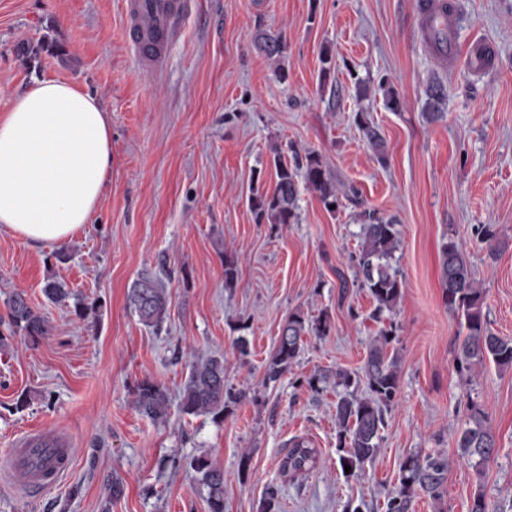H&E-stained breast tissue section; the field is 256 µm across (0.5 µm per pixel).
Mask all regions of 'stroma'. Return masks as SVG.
Returning <instances> with one entry per match:
<instances>
[{"label": "stroma", "mask_w": 512, "mask_h": 512, "mask_svg": "<svg viewBox=\"0 0 512 512\" xmlns=\"http://www.w3.org/2000/svg\"><path fill=\"white\" fill-rule=\"evenodd\" d=\"M160 75L125 42V0H0V116L35 80L62 78L96 96L111 117L112 172L90 222L67 243L33 248L0 229V468L14 440L37 427L73 450L59 486L42 497L0 483V512H208L207 491L190 466L208 454L224 472L225 512H260L268 485L279 512H386L387 493L409 454L449 459L441 502L415 497L411 512H470L483 495L489 512H512V370L489 365L471 386L454 364L460 319L444 302L439 253L462 243L485 290L490 329L512 338V0H452L455 40L492 47L494 68L448 67L426 41L419 0H191ZM282 34L280 61L257 53L258 31ZM336 71L320 79V52ZM288 74L281 82L276 67ZM442 80L445 114L423 116L428 84ZM370 93L357 98L355 85ZM402 102L387 107L383 87ZM378 126L388 161L379 163L355 123ZM318 152L337 183L358 194L329 214L301 189L300 221L257 222L254 189L272 191V151ZM396 216L404 296L393 315L402 354L400 389L385 417L375 460L346 477L336 455V393L315 394L297 379L363 365L380 324L347 258L358 248V215ZM492 225L506 248L490 256L476 235ZM239 258L236 287L224 285V256ZM145 269L170 292L161 332L137 318L127 294ZM101 305L78 319L49 302L47 277ZM24 293L48 320L33 343L8 326L7 299ZM328 313V335H307L295 364L264 383L290 311ZM224 358L243 397L225 415L188 416L180 391L197 355ZM152 379L171 397L165 421L138 413L133 390ZM29 404L17 408L20 395ZM489 414L497 455L483 469L462 458L457 438L467 403ZM318 448V466L285 477L279 461L293 439ZM250 453L241 468L242 453ZM179 462L166 468L167 459ZM124 494L108 501L104 477Z\"/></svg>", "instance_id": "35a3bbf8"}]
</instances>
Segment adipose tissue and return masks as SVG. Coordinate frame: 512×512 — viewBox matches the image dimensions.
Listing matches in <instances>:
<instances>
[{
    "label": "adipose tissue",
    "instance_id": "adipose-tissue-1",
    "mask_svg": "<svg viewBox=\"0 0 512 512\" xmlns=\"http://www.w3.org/2000/svg\"><path fill=\"white\" fill-rule=\"evenodd\" d=\"M112 172V128L76 83L36 81L0 117V227L63 244L94 215Z\"/></svg>",
    "mask_w": 512,
    "mask_h": 512
}]
</instances>
